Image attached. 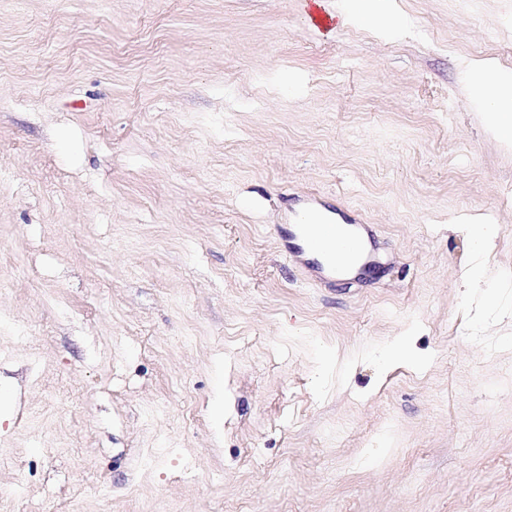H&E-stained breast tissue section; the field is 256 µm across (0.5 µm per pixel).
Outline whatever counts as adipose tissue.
<instances>
[{
  "mask_svg": "<svg viewBox=\"0 0 512 512\" xmlns=\"http://www.w3.org/2000/svg\"><path fill=\"white\" fill-rule=\"evenodd\" d=\"M344 26H362L379 33L400 36L412 26L398 13L394 0H312ZM468 80L473 106L483 112L489 129L512 147V70L499 67L494 60L481 59L470 64Z\"/></svg>",
  "mask_w": 512,
  "mask_h": 512,
  "instance_id": "1",
  "label": "adipose tissue"
}]
</instances>
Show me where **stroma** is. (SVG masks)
Returning a JSON list of instances; mask_svg holds the SVG:
<instances>
[{"label":"stroma","instance_id":"1","mask_svg":"<svg viewBox=\"0 0 512 512\" xmlns=\"http://www.w3.org/2000/svg\"><path fill=\"white\" fill-rule=\"evenodd\" d=\"M304 3L0 0V485L41 512H512V149L466 81L512 0ZM305 200L369 270L284 256ZM328 0H312L336 18L340 25L362 26L381 34L401 36L412 26V21L397 12L396 0H336V8ZM461 229L466 233L472 250L479 254L491 247L497 233L496 225L493 224L462 225ZM407 336H400L399 339L389 345L380 357L379 371L382 372L386 367L410 359L412 362H419L411 351L409 339Z\"/></svg>","mask_w":512,"mask_h":512}]
</instances>
